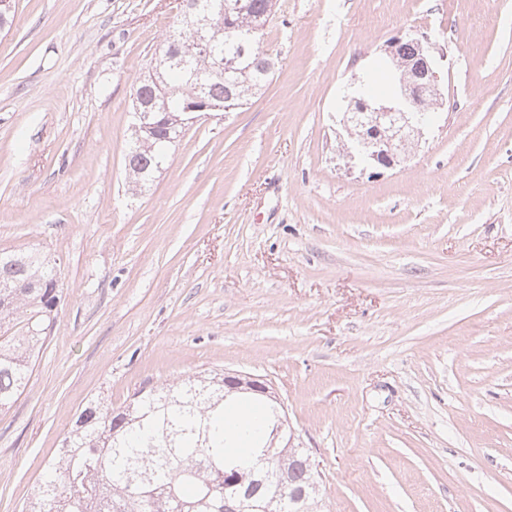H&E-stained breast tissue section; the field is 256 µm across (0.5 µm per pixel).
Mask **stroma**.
Here are the masks:
<instances>
[{
	"instance_id": "obj_1",
	"label": "stroma",
	"mask_w": 512,
	"mask_h": 512,
	"mask_svg": "<svg viewBox=\"0 0 512 512\" xmlns=\"http://www.w3.org/2000/svg\"><path fill=\"white\" fill-rule=\"evenodd\" d=\"M178 0H15L0 31V251L62 299L0 414L21 512L76 412L241 372L272 383L326 512H512V0H277L275 69L143 186L132 94ZM403 31L446 103L401 166L350 160L355 77Z\"/></svg>"
}]
</instances>
